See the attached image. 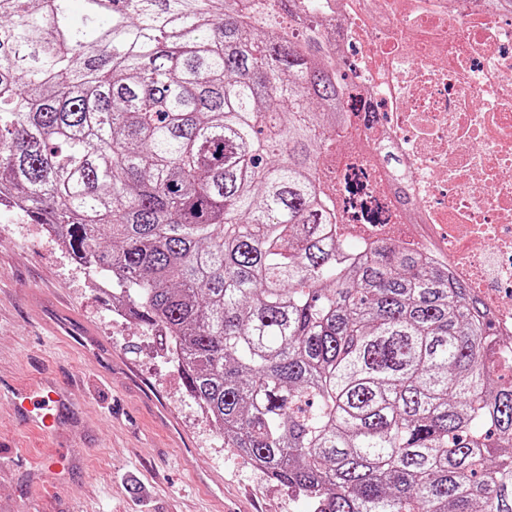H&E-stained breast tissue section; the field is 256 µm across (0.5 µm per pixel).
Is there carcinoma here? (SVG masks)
I'll return each mask as SVG.
<instances>
[{
  "label": "carcinoma",
  "mask_w": 512,
  "mask_h": 512,
  "mask_svg": "<svg viewBox=\"0 0 512 512\" xmlns=\"http://www.w3.org/2000/svg\"><path fill=\"white\" fill-rule=\"evenodd\" d=\"M0 0V194L112 272L224 443L311 512H512V350L325 181L356 95L320 0Z\"/></svg>",
  "instance_id": "1"
}]
</instances>
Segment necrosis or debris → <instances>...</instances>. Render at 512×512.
Returning a JSON list of instances; mask_svg holds the SVG:
<instances>
[{
  "instance_id": "necrosis-or-debris-1",
  "label": "necrosis or debris",
  "mask_w": 512,
  "mask_h": 512,
  "mask_svg": "<svg viewBox=\"0 0 512 512\" xmlns=\"http://www.w3.org/2000/svg\"><path fill=\"white\" fill-rule=\"evenodd\" d=\"M381 112L331 167L364 170L401 239L446 258L512 336V13L484 0H330Z\"/></svg>"
}]
</instances>
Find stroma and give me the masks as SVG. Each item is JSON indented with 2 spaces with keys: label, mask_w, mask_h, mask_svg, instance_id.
<instances>
[{
  "label": "stroma",
  "mask_w": 512,
  "mask_h": 512,
  "mask_svg": "<svg viewBox=\"0 0 512 512\" xmlns=\"http://www.w3.org/2000/svg\"><path fill=\"white\" fill-rule=\"evenodd\" d=\"M85 280L24 212L0 208V512H310L213 433L151 329L111 320ZM37 385L62 399L47 433L13 406ZM210 472L223 502L196 485Z\"/></svg>",
  "instance_id": "1"
}]
</instances>
